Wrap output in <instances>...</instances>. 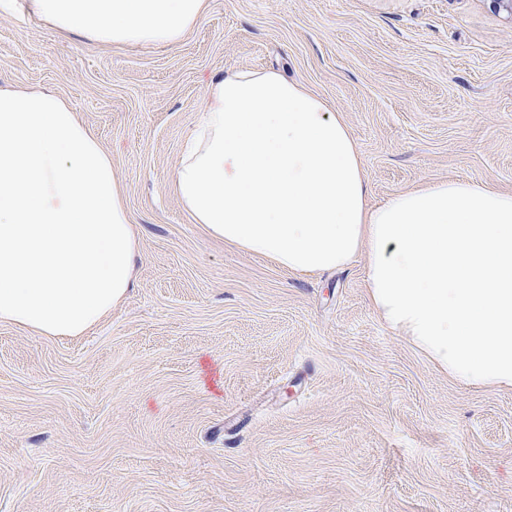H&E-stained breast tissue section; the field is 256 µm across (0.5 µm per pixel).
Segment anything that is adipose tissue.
<instances>
[{
  "instance_id": "1",
  "label": "adipose tissue",
  "mask_w": 512,
  "mask_h": 512,
  "mask_svg": "<svg viewBox=\"0 0 512 512\" xmlns=\"http://www.w3.org/2000/svg\"><path fill=\"white\" fill-rule=\"evenodd\" d=\"M63 33L180 42L207 0H26ZM175 194L215 239L313 275L365 255L384 324L466 386L512 389V193L440 180L370 204L349 127L278 70L214 76ZM139 240L111 155L71 105L0 88V322L81 336L135 281Z\"/></svg>"
}]
</instances>
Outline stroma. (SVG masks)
I'll return each mask as SVG.
<instances>
[{
  "mask_svg": "<svg viewBox=\"0 0 512 512\" xmlns=\"http://www.w3.org/2000/svg\"><path fill=\"white\" fill-rule=\"evenodd\" d=\"M269 67L343 116L370 203L429 180L512 191V16L490 0H208L180 43L126 46L12 0L0 86L71 103L139 254L86 335L0 323V512H512V390L462 386L391 331L365 256L290 274L181 208L208 81Z\"/></svg>",
  "mask_w": 512,
  "mask_h": 512,
  "instance_id": "35a3bbf8",
  "label": "stroma"
}]
</instances>
